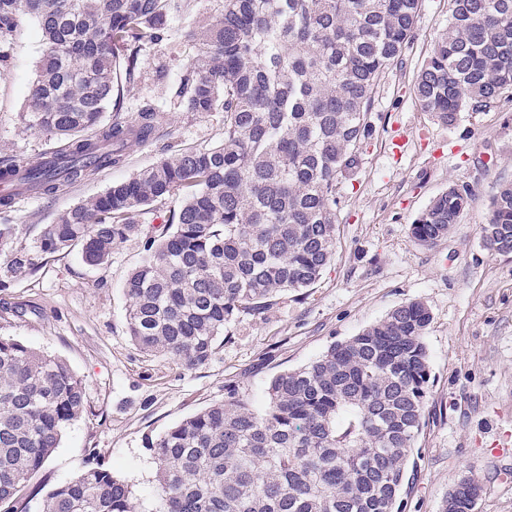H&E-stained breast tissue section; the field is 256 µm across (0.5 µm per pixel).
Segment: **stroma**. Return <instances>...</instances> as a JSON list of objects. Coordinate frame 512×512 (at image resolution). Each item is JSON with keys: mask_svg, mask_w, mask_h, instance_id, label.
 I'll return each mask as SVG.
<instances>
[{"mask_svg": "<svg viewBox=\"0 0 512 512\" xmlns=\"http://www.w3.org/2000/svg\"><path fill=\"white\" fill-rule=\"evenodd\" d=\"M451 9L452 0H423L413 39L379 82L359 166L336 189L330 265L306 294L285 295L265 315L236 325L207 365L187 370L168 356L143 354L128 336L123 286L142 260L152 214L139 215L141 236L115 247L107 267L65 253L0 291V336L61 357L85 385L83 415L31 484L65 482L95 458L150 502L156 465L148 438L223 402L230 388L262 406L275 375L310 364L330 345L419 300L432 316L425 336L430 395L401 512H442L466 475L481 486L477 512H512V449H494L496 435H512V254L488 251L480 233L499 185L512 181V94L492 111L461 113L450 126L422 111L412 84ZM191 27L190 17L177 16L170 40L146 53L136 80L118 82L128 111L155 105L152 142L129 143L119 166L0 210V224L17 225L20 242L33 245L37 225L158 162L171 144L222 141L223 113L179 111L155 78L160 67L169 81L180 77ZM40 54L39 26L26 21L0 75V157L60 147L18 121ZM451 186L474 194L454 231L430 246L415 243L410 225Z\"/></svg>", "mask_w": 512, "mask_h": 512, "instance_id": "1", "label": "stroma"}]
</instances>
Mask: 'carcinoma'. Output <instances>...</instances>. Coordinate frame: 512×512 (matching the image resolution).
I'll return each mask as SVG.
<instances>
[{
    "label": "carcinoma",
    "mask_w": 512,
    "mask_h": 512,
    "mask_svg": "<svg viewBox=\"0 0 512 512\" xmlns=\"http://www.w3.org/2000/svg\"><path fill=\"white\" fill-rule=\"evenodd\" d=\"M199 29L177 83L181 112L224 113V139L161 161L40 225L32 247L0 224V290L60 253L107 265L142 233L137 213L172 196L176 210L145 239L124 284L125 321L142 352L205 366L231 325L315 285L333 257L336 188L359 163L381 77L413 37L422 0H221ZM194 0H0V61L21 20L42 34L19 119L64 141L52 156L0 159L52 195L123 162L154 132L153 104L130 122L115 75L133 80ZM512 91V0H453L448 26L416 76L422 110L451 125ZM471 192L450 187L410 225L447 237ZM484 246L512 253V182L493 196ZM429 308L411 301L309 365L270 381L257 409L235 391L147 441L153 499L133 497L100 463L50 489L28 485L85 411L82 379L57 358L0 336V512H395L427 409ZM473 476L444 512H475Z\"/></svg>",
    "instance_id": "1"
}]
</instances>
